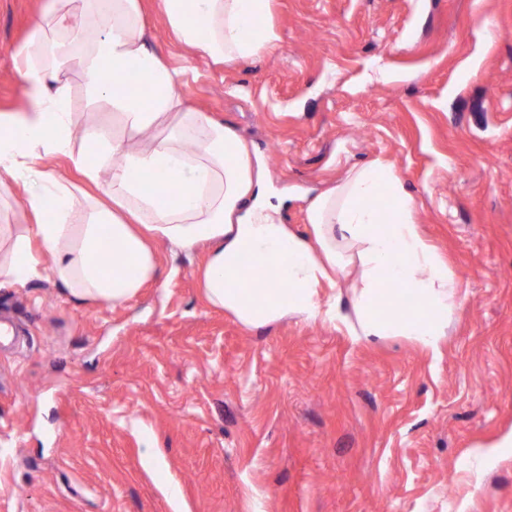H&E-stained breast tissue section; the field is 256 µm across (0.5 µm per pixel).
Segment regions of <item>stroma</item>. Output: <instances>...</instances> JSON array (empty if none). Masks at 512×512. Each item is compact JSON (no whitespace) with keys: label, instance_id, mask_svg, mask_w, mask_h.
<instances>
[{"label":"stroma","instance_id":"1","mask_svg":"<svg viewBox=\"0 0 512 512\" xmlns=\"http://www.w3.org/2000/svg\"><path fill=\"white\" fill-rule=\"evenodd\" d=\"M41 5L0 0V113L26 107L10 50ZM270 18L281 50L217 67L147 16L186 97L265 159L284 223L351 165L393 168L466 292L447 341L247 328L205 302L203 250L164 244L120 305L46 271L0 287V512H512V0H271Z\"/></svg>","mask_w":512,"mask_h":512}]
</instances>
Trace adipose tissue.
<instances>
[{
    "label": "adipose tissue",
    "instance_id": "adipose-tissue-1",
    "mask_svg": "<svg viewBox=\"0 0 512 512\" xmlns=\"http://www.w3.org/2000/svg\"><path fill=\"white\" fill-rule=\"evenodd\" d=\"M190 52L224 66L275 49L271 0H158ZM29 99L0 113V203L21 198L30 224H1L0 278L49 270L73 302L121 304L158 274L154 243L206 250L207 301L249 328L295 317L342 325L374 344L404 338L435 352L465 300L414 216L391 166L351 167L306 202L308 231L270 210L262 160L230 126L192 105L183 69L148 32L142 0H46L13 53ZM108 120L78 125L68 74ZM66 158L75 185L45 159ZM262 267L264 286L247 278Z\"/></svg>",
    "mask_w": 512,
    "mask_h": 512
}]
</instances>
